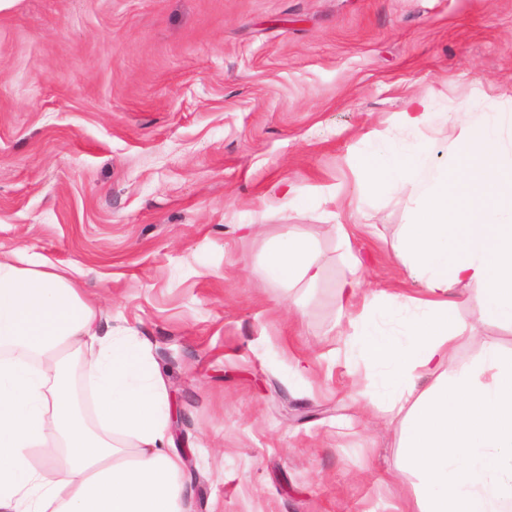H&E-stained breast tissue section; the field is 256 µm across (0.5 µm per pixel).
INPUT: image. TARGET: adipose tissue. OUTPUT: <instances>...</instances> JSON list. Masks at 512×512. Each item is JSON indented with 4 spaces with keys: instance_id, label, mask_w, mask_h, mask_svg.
Listing matches in <instances>:
<instances>
[{
    "instance_id": "1",
    "label": "adipose tissue",
    "mask_w": 512,
    "mask_h": 512,
    "mask_svg": "<svg viewBox=\"0 0 512 512\" xmlns=\"http://www.w3.org/2000/svg\"><path fill=\"white\" fill-rule=\"evenodd\" d=\"M500 116L462 138L447 170L420 188L398 252L425 298L405 340L362 319L357 343L391 366L387 412L400 419L401 454L420 476L410 512H512V360L483 348L489 382L440 371L458 334L456 285H482L483 321L512 325V166L499 156ZM425 149L359 161L375 191L415 180ZM267 276L288 286L320 277L311 246L286 235ZM41 256L0 253V512H181L190 490L168 448L170 407L145 350L100 335L81 288ZM95 380L97 427L72 393L69 358L84 346ZM438 376L420 391L417 380Z\"/></svg>"
}]
</instances>
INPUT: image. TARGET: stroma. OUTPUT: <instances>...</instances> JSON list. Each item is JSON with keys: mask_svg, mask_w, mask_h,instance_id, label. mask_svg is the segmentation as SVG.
Segmentation results:
<instances>
[{"mask_svg": "<svg viewBox=\"0 0 512 512\" xmlns=\"http://www.w3.org/2000/svg\"><path fill=\"white\" fill-rule=\"evenodd\" d=\"M413 98L433 102L418 132ZM488 112L512 158V0H0V252L85 269L101 330L146 348L199 478L188 512H400L420 478L338 286L358 256L356 307L401 332L420 193L353 162L423 141L429 178ZM288 233L317 282L266 278ZM455 292L444 372L481 382L512 327Z\"/></svg>", "mask_w": 512, "mask_h": 512, "instance_id": "35a3bbf8", "label": "stroma"}]
</instances>
